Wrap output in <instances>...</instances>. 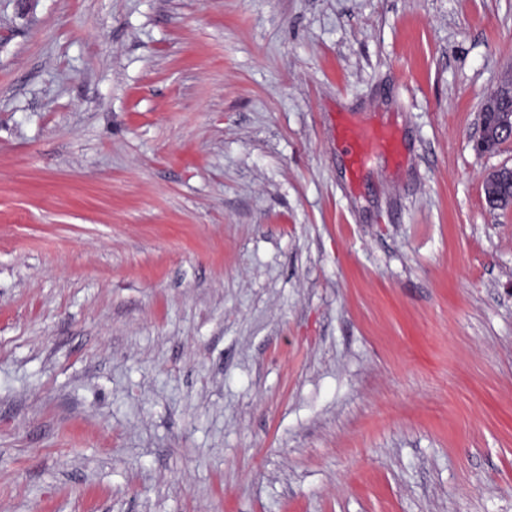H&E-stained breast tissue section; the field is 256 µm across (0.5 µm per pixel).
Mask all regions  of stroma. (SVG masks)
<instances>
[{
	"mask_svg": "<svg viewBox=\"0 0 512 512\" xmlns=\"http://www.w3.org/2000/svg\"><path fill=\"white\" fill-rule=\"evenodd\" d=\"M510 74L512 0H0V512H512ZM512 100V84H500L482 102L485 112L479 113V126L475 138V149L479 152L485 141L498 140L500 145L512 139V108H504L501 100ZM499 145V146H500ZM342 141L356 167L367 154L377 150L389 151L392 148V136L382 125L346 127L342 132ZM507 181L512 182V167H502L489 174L482 186L485 199L490 201L497 198L501 185Z\"/></svg>",
	"mask_w": 512,
	"mask_h": 512,
	"instance_id": "35a3bbf8",
	"label": "stroma"
}]
</instances>
